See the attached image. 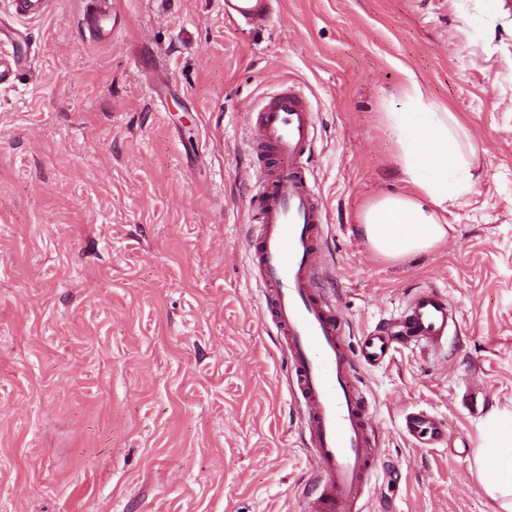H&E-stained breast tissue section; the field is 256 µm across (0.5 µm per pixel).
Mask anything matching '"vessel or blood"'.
<instances>
[{
    "label": "vessel or blood",
    "instance_id": "vessel-or-blood-1",
    "mask_svg": "<svg viewBox=\"0 0 512 512\" xmlns=\"http://www.w3.org/2000/svg\"><path fill=\"white\" fill-rule=\"evenodd\" d=\"M275 0H224V16L260 25ZM21 20L43 17L49 0H13ZM107 0H87L81 25L90 40L111 39ZM22 33L0 23V83L27 63ZM251 147L259 169L254 241L249 265L288 360V385L304 409L316 467L306 494L307 512H363L382 460L372 404L361 388L360 366L383 365L396 346L439 347L459 328V315L438 288L416 291L398 317L363 336L358 354L344 342L345 323L321 288L325 208L307 159L316 127L303 94L285 85L250 114ZM416 444L448 442V428L427 411L404 417Z\"/></svg>",
    "mask_w": 512,
    "mask_h": 512
}]
</instances>
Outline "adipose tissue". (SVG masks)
<instances>
[{
    "label": "adipose tissue",
    "mask_w": 512,
    "mask_h": 512,
    "mask_svg": "<svg viewBox=\"0 0 512 512\" xmlns=\"http://www.w3.org/2000/svg\"><path fill=\"white\" fill-rule=\"evenodd\" d=\"M406 98L405 111L387 113L386 128L399 145L398 162L413 191L381 198L362 217L366 241L388 257L424 254L444 242L448 227L439 214L471 186L447 113L425 102L417 83H410ZM478 466L496 473L485 490L500 512H512V411L495 409L487 416Z\"/></svg>",
    "instance_id": "1"
}]
</instances>
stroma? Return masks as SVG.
Wrapping results in <instances>:
<instances>
[{
    "instance_id": "obj_1",
    "label": "stroma",
    "mask_w": 512,
    "mask_h": 512,
    "mask_svg": "<svg viewBox=\"0 0 512 512\" xmlns=\"http://www.w3.org/2000/svg\"><path fill=\"white\" fill-rule=\"evenodd\" d=\"M51 2L0 86V512H304L302 411L248 261L247 114L285 82L316 113L351 352L417 288L460 315L447 348L361 372L382 454L363 512H498L462 395L512 410V0H280L259 28L222 0H112L101 44L83 0ZM411 77L473 179L443 243L392 259L359 221L412 190L385 127ZM413 408L451 443L406 438Z\"/></svg>"
}]
</instances>
